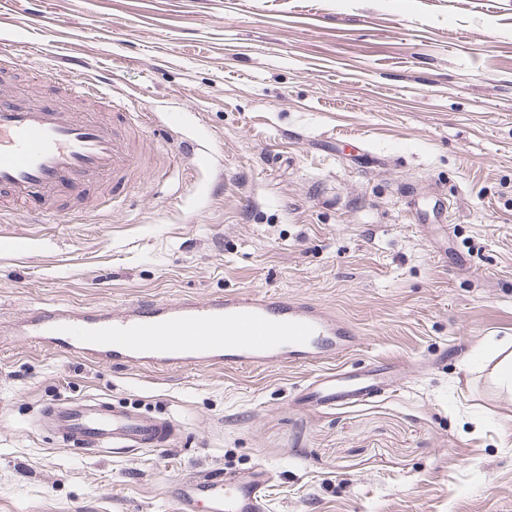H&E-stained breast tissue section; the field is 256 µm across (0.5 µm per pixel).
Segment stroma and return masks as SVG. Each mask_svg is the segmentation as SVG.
<instances>
[{"instance_id": "35a3bbf8", "label": "stroma", "mask_w": 512, "mask_h": 512, "mask_svg": "<svg viewBox=\"0 0 512 512\" xmlns=\"http://www.w3.org/2000/svg\"><path fill=\"white\" fill-rule=\"evenodd\" d=\"M0 90L95 81L137 113L120 194L0 212V324L249 289L351 321L396 388L308 406L310 368L151 372L0 335V512H177L199 472L274 475L267 512H512V0H0ZM194 148L180 152L181 140ZM105 400L163 451L61 447Z\"/></svg>"}]
</instances>
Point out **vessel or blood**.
I'll return each mask as SVG.
<instances>
[{
  "mask_svg": "<svg viewBox=\"0 0 512 512\" xmlns=\"http://www.w3.org/2000/svg\"><path fill=\"white\" fill-rule=\"evenodd\" d=\"M66 98L95 101L98 86L83 77L59 79ZM142 166L128 131L111 120L66 116L37 101L0 93V209L31 207L51 215L66 198L107 180L126 181ZM23 333L37 343L96 361L143 369L319 367L302 391L306 405L354 403L394 386V366L349 368L361 343L356 327L320 304L279 293L236 291L204 300H136L124 311L34 309ZM69 448L159 450L174 420L144 416L97 400L50 412ZM272 474L263 466L227 477L208 473L181 480L180 512H265Z\"/></svg>",
  "mask_w": 512,
  "mask_h": 512,
  "instance_id": "b4317fda",
  "label": "vessel or blood"
}]
</instances>
